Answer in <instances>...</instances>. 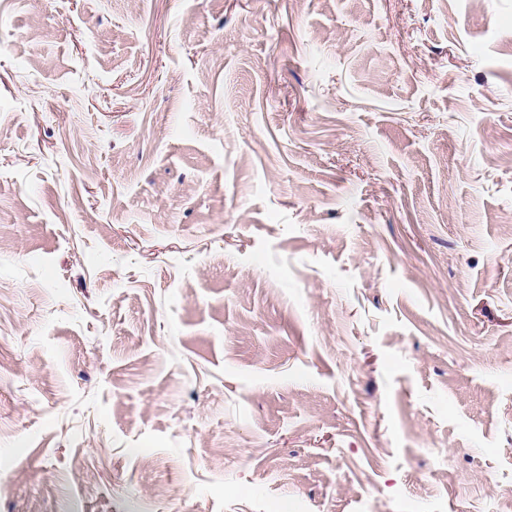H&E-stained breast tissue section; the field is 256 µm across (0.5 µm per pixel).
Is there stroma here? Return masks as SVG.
Segmentation results:
<instances>
[{"label": "stroma", "mask_w": 512, "mask_h": 512, "mask_svg": "<svg viewBox=\"0 0 512 512\" xmlns=\"http://www.w3.org/2000/svg\"><path fill=\"white\" fill-rule=\"evenodd\" d=\"M0 512H512V0H0Z\"/></svg>", "instance_id": "stroma-1"}]
</instances>
